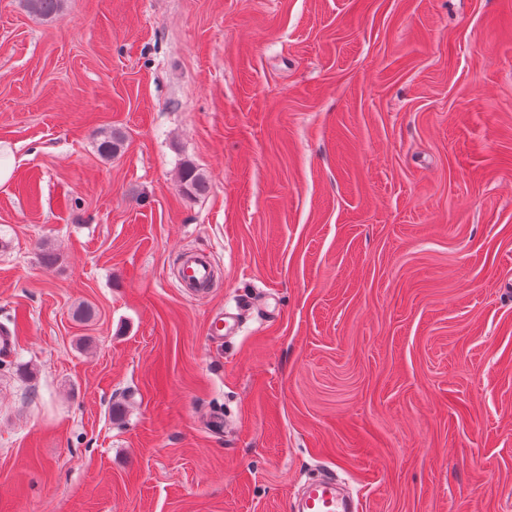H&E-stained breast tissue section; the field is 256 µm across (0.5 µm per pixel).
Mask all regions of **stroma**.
Returning <instances> with one entry per match:
<instances>
[{
  "mask_svg": "<svg viewBox=\"0 0 512 512\" xmlns=\"http://www.w3.org/2000/svg\"><path fill=\"white\" fill-rule=\"evenodd\" d=\"M0 155V512H512V0H0ZM178 186L185 194H201L207 191L208 178L193 163L181 165ZM213 280V269L208 260L195 255H185L181 260L180 282L185 288H194L204 294ZM299 510L302 512H352L358 508L354 503L349 504L340 498L334 479L324 478L309 485Z\"/></svg>",
  "mask_w": 512,
  "mask_h": 512,
  "instance_id": "1",
  "label": "stroma"
}]
</instances>
